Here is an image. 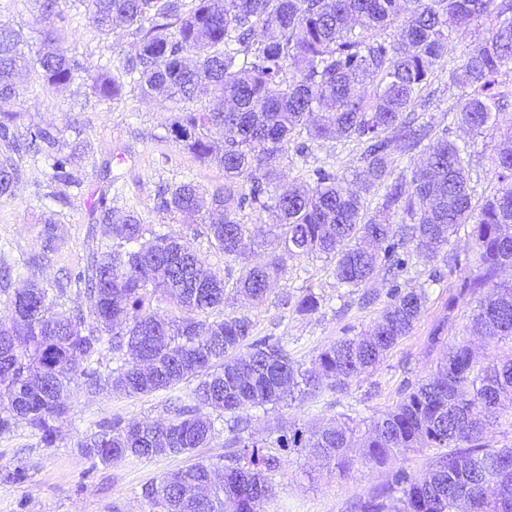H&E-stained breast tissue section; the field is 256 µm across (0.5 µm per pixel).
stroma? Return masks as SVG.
Returning <instances> with one entry per match:
<instances>
[{"label":"stroma","instance_id":"obj_1","mask_svg":"<svg viewBox=\"0 0 512 512\" xmlns=\"http://www.w3.org/2000/svg\"><path fill=\"white\" fill-rule=\"evenodd\" d=\"M59 11L63 20L58 28L66 47L89 69L134 54L136 35L119 28L110 38L100 37L85 20L82 0H59ZM490 27V20L484 18L449 29L448 55L435 65L431 83L414 107L419 123L430 124L437 131L447 130L449 139L470 144L469 178L479 200L499 188L493 158L501 128L512 126V69H503L500 77L505 98L498 127L473 134L451 125L449 115L457 111L464 93L456 80L458 68ZM126 92L125 101L106 106L91 94L85 77L58 90L43 89L35 76L24 78L14 105L19 127L39 124L57 128L59 148L62 154L71 156L82 183L65 190L66 203H57L52 195L60 188L43 157L27 155L20 161L21 176L14 196L0 198V323L10 321V296L31 280L48 289L54 310L89 309L82 285L72 282L71 277L84 269L92 252L110 241L107 225L89 221L90 192L107 180L112 183L107 204L116 214L136 210L149 229L183 235L186 244L213 270L225 277H237L238 266L225 262L223 254L211 247L205 225L185 227L180 218L156 208L162 187L193 181L212 188L223 184V171L200 163L173 140L170 103L142 98L133 85ZM71 114L78 116L79 130L68 128L67 117ZM319 165L339 176L352 177L363 166L361 149L353 141H323L313 145L307 156L291 149L280 161L288 183L305 178L308 170ZM333 267V260L322 256L287 260L263 302L231 296L224 302V311L247 315L255 335L281 338L290 356L308 368L318 352L339 337L370 332L388 302L392 284L417 288L428 275L427 267L410 261L398 280L376 279L369 287L376 300L362 308L350 288L337 283ZM437 268L442 279L430 286L419 320L375 369L343 393L325 389L317 398L301 403L288 400L275 407L248 409L249 434L259 440L283 427L315 429L344 414L368 423L395 403L404 381L434 373L446 351H428L431 330L439 320H447V336L456 340L463 333L469 313L463 304L455 312L446 310L460 270L442 262ZM62 282L67 289L61 294L57 286ZM308 291L319 296L320 307L312 314L298 313L294 302ZM285 296L290 298V306L282 305ZM191 390V385L182 384L145 396L125 397L90 394L84 387L74 386L52 447H45L22 422L11 433L0 436V472L20 464L27 468L24 482L0 479V512H150L142 495L145 485L192 460L223 465L224 414L214 415L217 434L211 445L194 450L188 457L151 461L129 458L115 465H96L81 453L79 443L99 423L113 418L127 423L167 419L173 406L190 403ZM350 457L352 466L343 473L305 452L282 454L273 477L276 495L266 504V512H353V503L368 499L382 488L391 470L363 463L357 448L352 449Z\"/></svg>","mask_w":512,"mask_h":512}]
</instances>
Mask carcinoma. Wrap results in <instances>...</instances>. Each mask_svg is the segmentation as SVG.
<instances>
[{
    "mask_svg": "<svg viewBox=\"0 0 512 512\" xmlns=\"http://www.w3.org/2000/svg\"><path fill=\"white\" fill-rule=\"evenodd\" d=\"M37 2L35 55L26 53L22 30L0 22L1 198L12 195L19 158L30 148L51 161L55 182L80 184L72 158L56 152L59 131L36 126L22 134L16 124L22 73L52 90L84 70L60 42L58 0ZM494 2L412 0L402 20L400 0H194L187 11L183 0H82L100 36L109 38L118 24L141 34L134 54L89 75L92 93L119 101L131 80L142 95L172 103L175 141L224 171V184L211 191L192 181L164 189L157 210L206 225L212 246L241 269L226 280L182 236L146 228L133 211L116 221L99 199L95 223L112 225L119 243L77 274L93 323L80 308L51 311L48 291L35 283L9 298L11 323L0 325V388L8 394L0 435L24 422L51 447L54 423L67 413L78 382L91 393L131 397L194 381L193 404L157 424L102 422L80 443L82 453L101 464L190 454L211 444L215 428L206 410H220L230 415L221 483L213 484L212 466L195 462L146 486L143 496L156 512H224L226 500L236 512H264L280 461L242 436V412L311 398L325 386L347 390L411 332L428 300L422 287L392 285L370 336L338 338L316 356L318 369L307 370L280 338L254 335L248 316L224 314L228 291L263 299L286 255L324 254L334 260L340 285L361 288L383 271L396 275L413 256L431 264L465 228L475 246L473 272L460 279L448 312L462 302L473 331L512 341V283L499 280L512 265V127L495 158L501 187L476 206L466 178L468 145L449 140L446 129L432 138L406 116L448 55V29L490 13ZM509 11L512 4L497 12L491 35L460 66L459 81L470 92L452 121L471 131L499 118L497 76L512 64ZM392 24V40L370 39ZM368 83L370 95L362 92ZM292 140L301 155L318 141H357L365 169L356 188H344L335 172L319 166L280 190L277 160ZM417 149L422 161L407 186L394 176L395 153ZM381 187L383 202L369 218V197ZM247 208L258 213L257 223L238 218ZM395 214L401 222L391 220ZM258 248L267 251L262 264L251 262ZM161 299L177 315L159 317ZM243 346L248 355L236 356ZM125 348L135 362L101 370L104 351ZM505 407L512 409V358L483 365L462 338L448 345L435 376L405 381L395 405L365 432L342 416L315 431L285 428L264 447L304 450L344 471L358 437L364 462L379 467L395 465L412 448L433 449L423 473L396 470L354 510L512 512V445L494 447L486 436L487 418ZM483 475L498 479L503 498L478 496Z\"/></svg>",
    "mask_w": 512,
    "mask_h": 512,
    "instance_id": "obj_1",
    "label": "carcinoma"
}]
</instances>
